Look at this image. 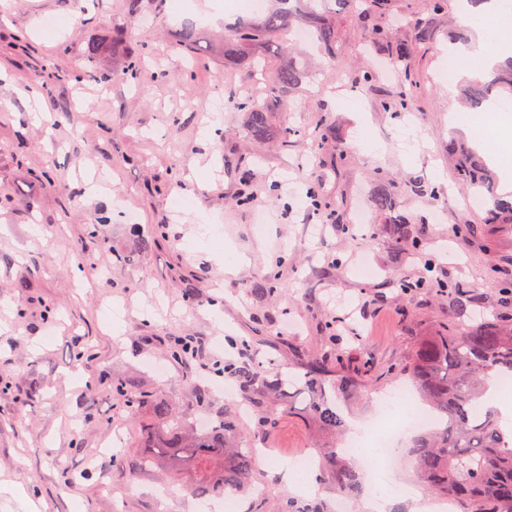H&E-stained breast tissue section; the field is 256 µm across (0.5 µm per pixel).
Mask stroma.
Returning <instances> with one entry per match:
<instances>
[{
	"instance_id": "35a3bbf8",
	"label": "stroma",
	"mask_w": 512,
	"mask_h": 512,
	"mask_svg": "<svg viewBox=\"0 0 512 512\" xmlns=\"http://www.w3.org/2000/svg\"><path fill=\"white\" fill-rule=\"evenodd\" d=\"M6 3L0 187L13 200L0 207V484L26 486L39 512H201L191 472L126 467L150 445L154 415L112 393L119 377L180 412L197 413L203 394L212 416L236 415L246 447L265 453L247 512L288 496L334 512L338 492L316 478L325 437L303 396L288 410L268 400L278 421L262 430L242 416L245 396L215 363L353 376L337 394L351 430L395 396L394 370L425 337L484 318L512 322V224L487 223L470 206L448 154L449 143L468 140L450 122L464 105L448 78V39L459 30L475 39L474 21L456 0L437 17L433 0H391L402 19L396 40L414 50L406 79L401 64L366 48L356 5L328 0L335 59L302 45L312 75L256 142L233 102L266 94L268 80L225 68L207 48L187 55L175 39L187 23L211 39L236 20L233 0ZM428 17L422 42L414 23ZM117 27L145 55L140 79L111 78L129 64L112 47ZM400 91L412 109L385 111L382 100ZM322 122L336 136L320 146L310 134ZM363 139L371 154L359 150ZM312 181L323 185L319 211L305 198ZM382 181L394 186L408 239L373 205ZM245 186L252 200L240 206ZM119 210L135 223L115 221ZM361 210L368 222L359 228ZM201 213L220 218L206 240L196 235ZM156 231L159 245L142 249ZM272 272L276 292L255 294ZM428 277L437 289L400 288ZM457 291L468 300L461 311ZM177 336L201 338L202 356L170 360ZM293 456L309 457L312 490L289 492Z\"/></svg>"
}]
</instances>
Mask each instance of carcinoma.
Here are the masks:
<instances>
[{
	"mask_svg": "<svg viewBox=\"0 0 512 512\" xmlns=\"http://www.w3.org/2000/svg\"><path fill=\"white\" fill-rule=\"evenodd\" d=\"M360 20L369 22L385 10L386 0H363ZM304 22L312 39L333 59L336 56V29L329 17L317 8V0H270V6L253 17L224 26V41L218 49L224 66L242 63L252 71L270 73L272 88L289 92L306 77L304 62L293 52H285L290 43L291 21ZM391 41V31L375 25L368 31L370 48L380 50ZM180 48L195 54L200 50L196 29L184 27L179 35ZM462 99L473 109H485L503 99L512 98V57L495 61L485 74L461 88ZM239 107L246 112V131L254 139L270 136L272 106L265 98L249 97ZM460 154L459 178L469 192L486 195L488 172L475 153L457 149ZM394 192L381 184L374 195L375 207L392 211ZM487 221L512 223V198L492 196L486 201ZM185 336L170 346V356L188 363ZM224 373L249 398L260 418V427L275 424V414L266 410L269 399L288 408L289 382L274 378L257 366L226 365ZM512 376V326L495 322L472 329H452L429 336L418 344L402 369L436 415L438 427L416 436L410 452L428 491L450 495L467 504L469 512H512V443L507 440L502 420L494 409H481V400L493 378ZM308 409L328 436L331 448L322 457V473L340 493L352 491L362 483V474L341 459L333 448L342 428L336 402L325 389L326 375L319 367H310L303 375ZM121 396L156 407V421L150 450L133 456L129 469L134 473L150 471L165 464L174 471L190 469L196 474L191 493L198 497L217 496L248 488L257 460L252 449L240 444L242 434L236 424L224 419L210 429L188 434L181 416L159 392L140 391L128 382L115 384ZM275 512H323L317 505L284 499Z\"/></svg>",
	"mask_w": 512,
	"mask_h": 512,
	"instance_id": "carcinoma-1",
	"label": "carcinoma"
}]
</instances>
